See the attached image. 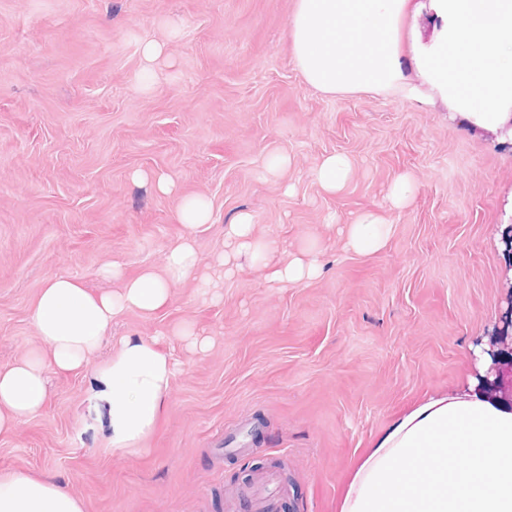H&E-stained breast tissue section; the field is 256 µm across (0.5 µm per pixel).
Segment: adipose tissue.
Wrapping results in <instances>:
<instances>
[{
  "label": "adipose tissue",
  "mask_w": 512,
  "mask_h": 512,
  "mask_svg": "<svg viewBox=\"0 0 512 512\" xmlns=\"http://www.w3.org/2000/svg\"><path fill=\"white\" fill-rule=\"evenodd\" d=\"M442 19L436 41L422 48L418 65L454 110L475 124L503 123L512 106V0H431ZM410 0H296L289 21L293 60L305 81L326 95L419 90L403 68L402 42ZM160 193L177 195L178 239L168 247L162 272L126 277L121 263L101 275L117 289L93 292L58 275L41 289L32 321L44 347L0 368V437L11 436L38 414L47 398L46 373L80 368L128 309H164L172 289L190 279L203 300L221 295L198 267L194 232L211 223L202 195L178 196L175 182L155 176ZM390 226L374 212L347 231L349 245L371 254L386 243ZM217 265L231 273L240 260H260L266 246L255 238L250 214L224 228ZM175 365L154 338L127 337L97 369L93 395L104 408L102 424L113 451L134 454L158 429ZM338 512H512V385L487 390L477 379L426 398L400 413L348 476ZM0 512H84L80 499L59 481L0 472Z\"/></svg>",
  "instance_id": "1"
}]
</instances>
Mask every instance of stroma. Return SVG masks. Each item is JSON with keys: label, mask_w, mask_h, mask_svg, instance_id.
Returning <instances> with one entry per match:
<instances>
[{"label": "stroma", "mask_w": 512, "mask_h": 512, "mask_svg": "<svg viewBox=\"0 0 512 512\" xmlns=\"http://www.w3.org/2000/svg\"><path fill=\"white\" fill-rule=\"evenodd\" d=\"M295 2L0 0V366L41 348L31 311L52 276L99 291L112 286L107 262L130 277L161 269L181 195L213 205L195 234L201 268L244 211L270 264L312 246L324 266L274 284L245 262L221 303L189 280L158 312H122L82 368L48 373L42 411L0 439V471L52 475L85 512H252L250 478L280 462L279 512H337L353 459L397 414L476 374V345L497 365L512 356V133L468 123L430 88L423 103L319 93L289 49ZM414 3L404 56L416 81L411 48L442 22L429 0ZM163 40L169 53L142 87L141 47ZM334 153L352 171L329 194L313 171ZM277 155L288 168L267 175ZM159 174L178 196L153 189ZM402 174L415 196L397 210L386 195ZM367 210L391 226L370 255L346 236ZM185 326L211 347H189ZM124 336L159 338L176 364L137 455L108 449L89 401ZM245 424L249 454L225 453Z\"/></svg>", "instance_id": "35a3bbf8"}]
</instances>
